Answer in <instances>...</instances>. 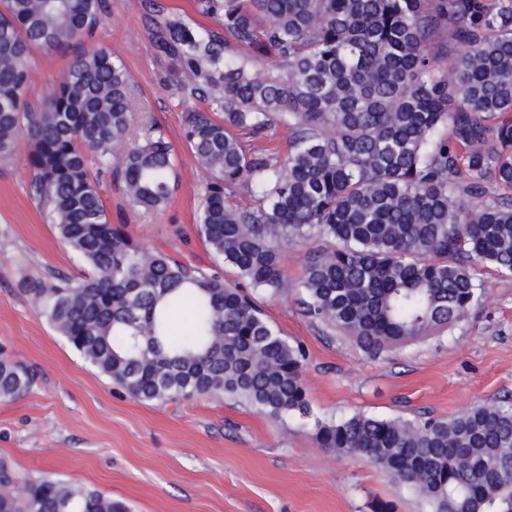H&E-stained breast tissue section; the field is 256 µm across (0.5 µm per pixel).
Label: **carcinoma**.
Returning <instances> with one entry per match:
<instances>
[{"label":"carcinoma","mask_w":512,"mask_h":512,"mask_svg":"<svg viewBox=\"0 0 512 512\" xmlns=\"http://www.w3.org/2000/svg\"><path fill=\"white\" fill-rule=\"evenodd\" d=\"M223 32L147 0L159 54L181 90L223 112H189L186 147L204 184L203 270L112 223L101 172L134 207L159 211L178 185L163 130L129 129L131 81L110 49L78 52L38 108L24 97L31 51L77 46L101 0H0V159L21 138L33 188L84 264L22 291L99 373L141 402L229 398L273 418H309L306 352L266 319L253 289L284 287V246L307 257L305 314L369 355L460 320L481 302L480 266L512 274V0H197ZM292 131L284 157L247 153L238 130ZM246 181L256 206L230 201ZM237 272L224 280L223 267ZM194 312L173 331L170 314ZM35 381L0 357V399ZM322 448L358 455L415 488L431 512H512V399L445 418L363 413L314 420ZM0 512H127L98 490L30 477L0 460Z\"/></svg>","instance_id":"cac0c4a2"}]
</instances>
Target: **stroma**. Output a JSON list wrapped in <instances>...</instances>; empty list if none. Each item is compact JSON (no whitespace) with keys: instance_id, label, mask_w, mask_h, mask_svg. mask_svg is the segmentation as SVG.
<instances>
[{"instance_id":"35a3bbf8","label":"stroma","mask_w":512,"mask_h":512,"mask_svg":"<svg viewBox=\"0 0 512 512\" xmlns=\"http://www.w3.org/2000/svg\"><path fill=\"white\" fill-rule=\"evenodd\" d=\"M145 0H103L90 43L111 48L129 73L130 123H157L178 156L179 184L160 211L130 207L103 184L113 222L134 238L208 267L196 231L203 184L185 146L188 113L210 111L179 89L181 67L158 54L144 25ZM73 60L34 50L25 96L41 106ZM28 145L0 160V349L33 368L30 392L0 400V459L22 472L97 489L129 512H429L416 491L367 460L320 447L314 418L365 413L382 418H449L485 400L512 398V275L481 267L483 302L448 328L372 358L353 338L307 318L297 284L312 239L285 250L288 287L256 291L267 319L307 355L304 378L313 419H272L232 400L177 403L128 398L89 366L20 289L25 276L75 273L80 262L57 237L32 187Z\"/></svg>"}]
</instances>
